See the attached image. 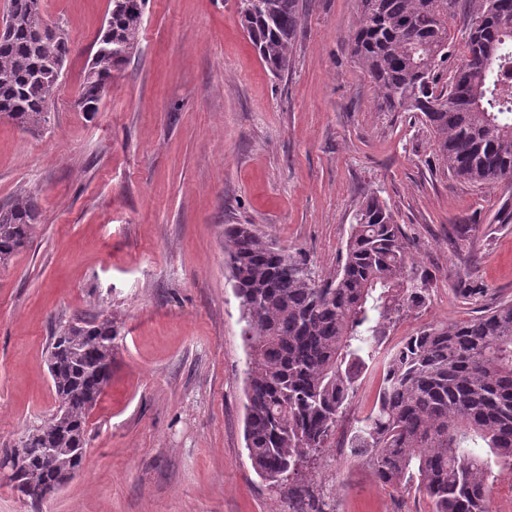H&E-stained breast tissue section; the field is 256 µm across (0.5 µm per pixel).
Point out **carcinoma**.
<instances>
[{
	"label": "carcinoma",
	"mask_w": 512,
	"mask_h": 512,
	"mask_svg": "<svg viewBox=\"0 0 512 512\" xmlns=\"http://www.w3.org/2000/svg\"><path fill=\"white\" fill-rule=\"evenodd\" d=\"M349 36L382 112H420L436 157L477 186L512 188V0H359ZM145 0H112L78 96L98 109L103 78L139 49ZM465 9L467 53L452 61L448 18ZM241 26L262 62L288 70L299 0H239ZM11 36L0 41V111L19 127L47 122L52 65L71 47L47 24L43 0H9ZM112 43L114 51L97 48ZM41 212L25 192L0 209V268L32 237ZM224 263L239 303L247 350L245 449L255 473L294 512L320 492L308 479L363 372L379 382L369 412L347 432L352 461L396 492L415 490L430 512H492L493 473L512 469V299L465 321L429 324L382 348L390 325L425 307L430 277L417 274L410 243L378 195L362 199L343 262L321 278L305 255L249 224L224 226ZM112 319L77 318L52 337L48 368L65 412L29 429L17 484L39 504L57 473L82 469L87 419L112 374ZM483 443L485 457L470 450ZM56 449L53 465L42 458Z\"/></svg>",
	"instance_id": "obj_1"
}]
</instances>
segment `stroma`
I'll return each instance as SVG.
<instances>
[{
	"mask_svg": "<svg viewBox=\"0 0 512 512\" xmlns=\"http://www.w3.org/2000/svg\"><path fill=\"white\" fill-rule=\"evenodd\" d=\"M111 9L44 0L72 47L48 122L0 119V206L24 191L41 211L32 244L0 269V456L53 408L55 330L78 316L116 329L83 472L38 507L0 478V512H289L245 450L225 225H254L326 277L358 202L377 192L431 276L427 307L391 327V346L512 298V224L491 221L512 192L452 176L419 113L378 111L348 40L359 0H299L278 78L237 0H146L138 54L83 112L77 89ZM315 483L336 512H428L341 448Z\"/></svg>",
	"mask_w": 512,
	"mask_h": 512,
	"instance_id": "1",
	"label": "stroma"
}]
</instances>
